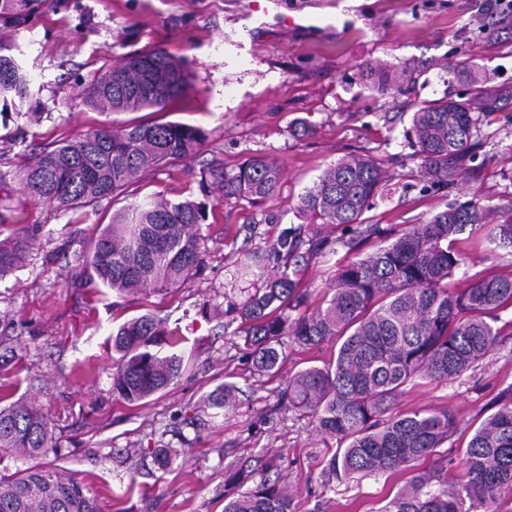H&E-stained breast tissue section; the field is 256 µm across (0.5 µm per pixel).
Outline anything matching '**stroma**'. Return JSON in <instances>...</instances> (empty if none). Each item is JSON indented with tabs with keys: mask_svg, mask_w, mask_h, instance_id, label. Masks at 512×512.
<instances>
[{
	"mask_svg": "<svg viewBox=\"0 0 512 512\" xmlns=\"http://www.w3.org/2000/svg\"><path fill=\"white\" fill-rule=\"evenodd\" d=\"M481 0H64L0 41L41 87L43 116L0 111V170L9 171L34 145L74 137L107 122L80 93L121 56L162 46L184 58L187 92L165 112L167 120L206 134L195 154L165 166L127 196L96 209L59 212L29 201L17 184L0 192L7 223L39 228L27 261L0 277V313L18 336V362L0 368V392L39 408L61 450L46 465L87 485L101 512H224V474L271 464L294 493V512H379L403 485L402 473L354 479L332 475L326 463L339 443L317 431L310 414L284 407L289 377L330 362L333 342L308 348L283 345L278 375L254 371L240 338L226 332L236 295L226 283L245 251L266 245L288 226L335 239L337 231L302 224L298 200L322 170L347 154L377 159L391 176L366 218L394 237L434 212L480 202L489 222L512 211V23L481 12ZM475 62L498 99L483 114L480 144L456 185L429 187L410 172L417 164L406 133L415 105L471 88L453 74ZM406 72L404 94L370 89L366 65ZM304 119L313 135L295 137ZM255 156L280 164L275 197L261 204L238 197L217 202L204 226L206 268L184 286L147 298L117 297L86 288L76 256L90 247L114 210L159 196H201L200 173L223 163L233 172ZM374 239L336 245L306 271L311 301L331 287L334 269L370 253ZM464 265L452 283L463 288L489 271H512V247L488 244L481 234L461 243ZM153 310L186 341L184 369L165 390L131 406L111 391L112 330ZM498 345L470 370L448 381L418 380L399 398L397 412L451 410L457 432L433 460L449 475L463 470V450L474 426L495 411V398L512 386V308L501 310ZM239 391L216 409L207 398L224 383ZM180 455L158 470L155 449Z\"/></svg>",
	"mask_w": 512,
	"mask_h": 512,
	"instance_id": "1",
	"label": "stroma"
}]
</instances>
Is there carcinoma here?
Returning a JSON list of instances; mask_svg holds the SVG:
<instances>
[{
	"label": "carcinoma",
	"mask_w": 512,
	"mask_h": 512,
	"mask_svg": "<svg viewBox=\"0 0 512 512\" xmlns=\"http://www.w3.org/2000/svg\"><path fill=\"white\" fill-rule=\"evenodd\" d=\"M61 6L60 0H0V30L15 31ZM190 75L182 59L162 47L137 50L100 71L83 89L85 102L102 113L163 112L179 99ZM370 86L402 90L390 68L366 67ZM34 96L24 67L0 44V106L23 105ZM489 91L472 97H444L416 106L408 145L418 160L409 176L429 186L452 185L473 159L479 133L475 111L491 110ZM206 134L198 127L158 119L128 121L87 130L44 144L24 156L11 179L34 200L67 212L113 200L157 169L196 153ZM279 164L263 156L228 174L212 165L201 171L204 199H153L112 213L88 250L80 253L86 283L120 297L178 288L205 267L201 224L218 198L263 202L280 182ZM387 171L372 157L346 156L329 165L301 195L299 216L308 224L341 226L361 233L362 216L387 182ZM484 228L491 244L512 246V213L489 224L475 202L452 205L413 224L372 253L340 265L334 286L314 305L303 288L309 263L334 251L324 238L304 239L300 227L283 229L265 249L248 253L233 281L252 278L253 287L229 313L240 319L234 335L251 350L257 371L275 375L284 357L283 339L303 346L336 344V357L321 367L298 371L282 398L311 414L316 428L341 447L329 470L341 478L359 473L411 470V476L382 512H495L492 504L512 494V387L497 399V410L472 433L465 448L464 475L448 481L428 459L457 430L448 411L393 412L416 378L461 376L492 351L501 336L497 311L512 306V272H489L465 288L448 289L464 252L458 247L467 226ZM0 277L25 257L34 231L0 224ZM167 319L148 311L112 332L118 354L112 394L137 405L178 378L184 358L168 346L184 343ZM236 386L226 383L213 395L226 406ZM61 449L45 414L20 401L0 406V461L22 459L26 467L0 469V512H100L85 485L43 466L41 459ZM253 486L240 490L248 482ZM224 512H292V498L279 481L241 470L225 474Z\"/></svg>",
	"instance_id": "obj_1"
}]
</instances>
